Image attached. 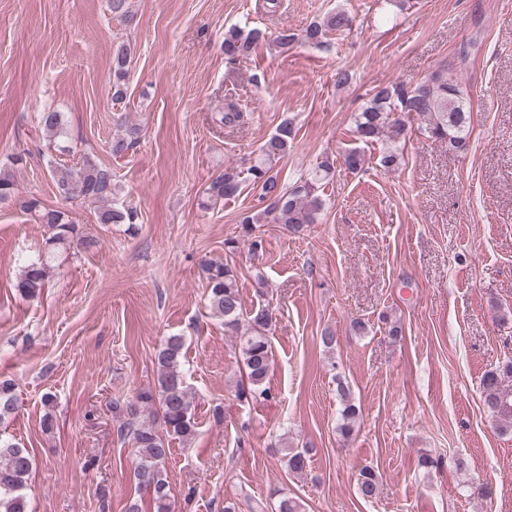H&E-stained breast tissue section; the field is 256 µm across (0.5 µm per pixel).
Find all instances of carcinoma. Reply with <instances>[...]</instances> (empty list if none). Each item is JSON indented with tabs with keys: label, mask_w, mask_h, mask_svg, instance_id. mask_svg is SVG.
<instances>
[{
	"label": "carcinoma",
	"mask_w": 512,
	"mask_h": 512,
	"mask_svg": "<svg viewBox=\"0 0 512 512\" xmlns=\"http://www.w3.org/2000/svg\"><path fill=\"white\" fill-rule=\"evenodd\" d=\"M351 26L352 17L345 10L335 8L311 21L299 34L288 29L278 32L274 43L282 54L291 51L299 42L321 47L326 43L328 34L343 32ZM261 38L259 30H252L246 35L236 28L228 30L224 34L226 59L235 61ZM129 65L130 50L125 46L117 48L112 57V100L115 102L126 96ZM412 115L424 118V131L429 138L448 144L452 151L467 148L470 125L468 101L458 82L448 73L447 66L437 68L415 84L374 87L354 117L355 133L363 142H372L383 136L396 142L407 129L406 118ZM243 120V112L235 102L224 103V112L220 113L221 124L235 126ZM39 123L44 137L51 143L67 134L60 112L41 113ZM138 138L139 128L130 126L124 133L112 137L109 151L116 158L122 157L136 146ZM294 138L293 122L286 118L262 145L246 171L228 166L205 189L207 199L214 202L240 196L248 183L258 190L257 210L245 212L239 219L240 238L224 240L225 262L203 261L200 265L211 310L224 318L225 332L240 340L243 381L238 396L247 400L269 396L267 381L274 356L268 332L273 316L270 309L261 303L249 314L243 313L235 265L240 241H246L249 251L256 255L263 250L258 225L283 224L288 232L299 234L308 225L317 223L325 207L320 188L332 180L336 172V158L327 155L307 177L289 186L282 183L278 173L274 172V162L288 155ZM22 162L23 156L17 155L10 164L0 167V202H15L22 211L35 215L38 223L48 227L42 251L24 267L15 284L22 297L33 300L45 288L51 261L58 252L71 247L89 251L98 246V241L84 235L68 210L18 194L14 167ZM55 188L64 202L81 198L98 204L96 220L99 224H127L131 229L137 224L136 209L130 206L119 208L110 203V197L118 194L117 186L112 184V175L88 154L76 166L56 176ZM183 348L182 337H167L155 354L157 386L138 392L123 405L112 402V409L123 415V428L137 449L136 484L152 496L154 512H170L172 488L165 469L166 459L171 453L169 440L187 442L197 433L192 398L184 385ZM480 387L483 405L498 419L499 430L512 432V357L505 358L496 369L487 372ZM336 394L342 405L336 430L348 440L358 430L360 408L351 398L349 386L340 378L336 382ZM16 410L15 383L0 381V423ZM284 460L289 473L302 475L309 467V450L286 448ZM33 465L28 449L0 438V512H28L25 489ZM379 480L377 469L369 465L361 467L356 481L358 495L364 500L375 498L379 492Z\"/></svg>",
	"instance_id": "1"
}]
</instances>
